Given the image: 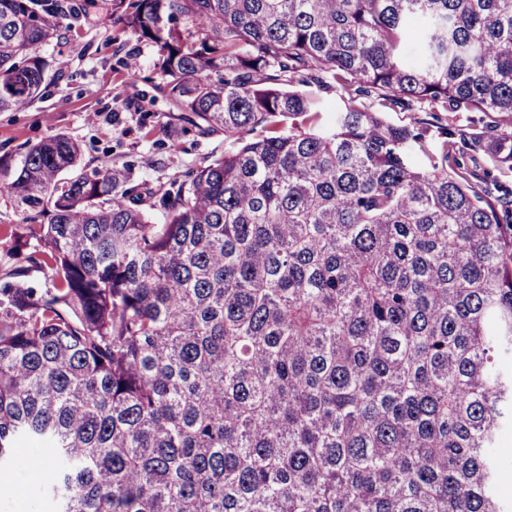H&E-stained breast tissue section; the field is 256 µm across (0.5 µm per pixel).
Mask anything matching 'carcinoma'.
Wrapping results in <instances>:
<instances>
[{"instance_id":"cac0c4a2","label":"carcinoma","mask_w":512,"mask_h":512,"mask_svg":"<svg viewBox=\"0 0 512 512\" xmlns=\"http://www.w3.org/2000/svg\"><path fill=\"white\" fill-rule=\"evenodd\" d=\"M92 0H0V112ZM171 118L234 149L160 185L28 148L0 274V469L50 512H512V0H112ZM350 99L317 123L322 74ZM50 286L25 282L27 263ZM361 101L362 103L366 105H370L371 109L373 111H384L387 112V117L394 123L402 124V125H410L413 122L417 120V118L421 117L423 114L420 112H408L403 111L400 109H397V111H394L392 109H388L385 107H382L379 103V100L374 97L370 98H360L358 99V102ZM443 124L455 129L457 138L467 139L472 132L480 131L479 128L491 124L493 117L486 112H436ZM476 126V127H475ZM463 161L470 171L471 179L482 186L494 188L495 181L505 182L512 187V178L502 177L492 166L490 157L480 149L470 147L464 154ZM42 463L43 470H38V465ZM52 471V465L45 456L35 460L33 465L24 471L2 470L0 474L10 476L18 486L21 484L35 485L46 480L48 474Z\"/></svg>"}]
</instances>
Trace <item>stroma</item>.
<instances>
[{
	"instance_id": "stroma-1",
	"label": "stroma",
	"mask_w": 512,
	"mask_h": 512,
	"mask_svg": "<svg viewBox=\"0 0 512 512\" xmlns=\"http://www.w3.org/2000/svg\"><path fill=\"white\" fill-rule=\"evenodd\" d=\"M40 54L48 63L44 97L0 112V162L8 167H16L26 147L63 135L79 147L78 169L129 164L135 178L157 185L231 147L223 134L202 137L176 125L163 102H144L157 49L113 24L105 0L72 28H61Z\"/></svg>"
}]
</instances>
